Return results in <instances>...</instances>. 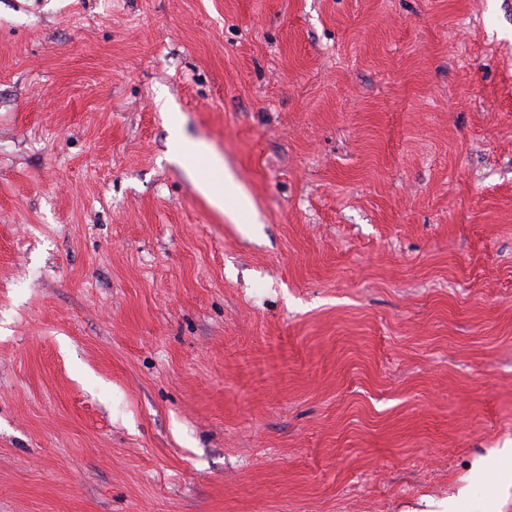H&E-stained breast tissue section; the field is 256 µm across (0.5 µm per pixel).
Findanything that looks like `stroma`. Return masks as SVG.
Instances as JSON below:
<instances>
[{"label": "stroma", "instance_id": "35a3bbf8", "mask_svg": "<svg viewBox=\"0 0 512 512\" xmlns=\"http://www.w3.org/2000/svg\"><path fill=\"white\" fill-rule=\"evenodd\" d=\"M0 512H512V0H0ZM209 175L207 178L197 182L198 191L204 195L217 209L224 207V167L212 159L209 160Z\"/></svg>", "mask_w": 512, "mask_h": 512}]
</instances>
